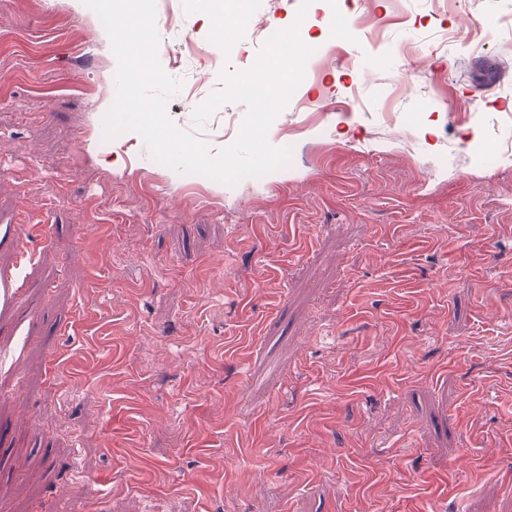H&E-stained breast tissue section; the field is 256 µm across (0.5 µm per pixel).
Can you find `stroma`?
<instances>
[{"label":"stroma","instance_id":"1","mask_svg":"<svg viewBox=\"0 0 512 512\" xmlns=\"http://www.w3.org/2000/svg\"><path fill=\"white\" fill-rule=\"evenodd\" d=\"M155 0L167 112L298 26L228 186L103 136L117 60L83 0H0V512H512V0ZM364 110L346 111L352 96ZM28 224H12L3 232L0 226V245L7 240L15 249L19 261L24 263L29 259V252L24 246V238Z\"/></svg>","mask_w":512,"mask_h":512}]
</instances>
